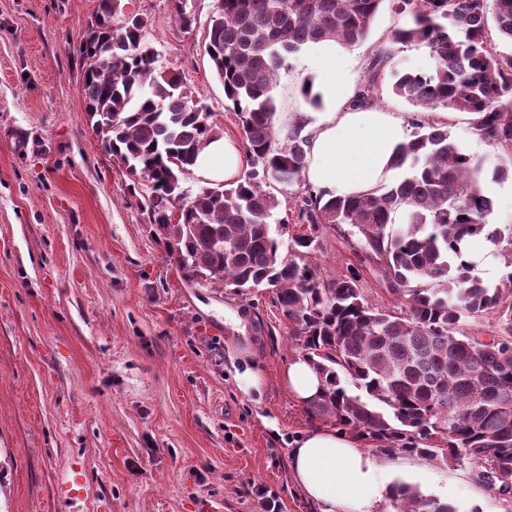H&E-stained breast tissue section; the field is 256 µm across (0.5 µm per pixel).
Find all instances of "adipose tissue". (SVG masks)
I'll list each match as a JSON object with an SVG mask.
<instances>
[{"mask_svg":"<svg viewBox=\"0 0 512 512\" xmlns=\"http://www.w3.org/2000/svg\"><path fill=\"white\" fill-rule=\"evenodd\" d=\"M345 60L335 43L319 48L312 82L326 109L301 115L310 146L304 176L317 191L351 197L373 192L389 180L397 145L406 139L403 120L392 112L357 109L351 101L359 87L344 80ZM245 155L239 141L224 135L201 143L196 178L214 184L243 174ZM281 381L290 396L306 405L317 398L323 380L305 357H293ZM294 485L313 512H382L394 493L391 468L356 436L332 426H316L288 450Z\"/></svg>","mask_w":512,"mask_h":512,"instance_id":"adipose-tissue-1","label":"adipose tissue"}]
</instances>
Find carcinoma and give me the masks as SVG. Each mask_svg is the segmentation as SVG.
<instances>
[{
    "label": "carcinoma",
    "mask_w": 512,
    "mask_h": 512,
    "mask_svg": "<svg viewBox=\"0 0 512 512\" xmlns=\"http://www.w3.org/2000/svg\"><path fill=\"white\" fill-rule=\"evenodd\" d=\"M385 0H219L205 52L242 131L247 170L229 186L185 193L198 146L217 134L179 74L157 65L136 15L114 22L120 0H99L79 46L86 112L102 149L134 177L148 223L186 280L251 297L263 290L288 320L291 338L325 380L307 407L376 451L477 464L480 479L512 493V225L490 220L482 157L462 151L448 124L420 112H466L478 140L504 152L491 180L512 178V0H390L404 22L397 43L425 45L426 74L394 73L392 91L418 109L415 132L396 149L399 176L356 197H330L305 181L309 140L299 123L275 128L278 73L303 49L369 36ZM388 62L380 55L353 107L374 104ZM276 172L299 186L294 223L271 222ZM350 229L345 230L343 226ZM362 254L397 301L370 304L359 266L325 278L313 262L324 229ZM484 236L508 269L497 284L456 261ZM287 251H282V247ZM488 331L480 330L487 315ZM393 512H460L401 483Z\"/></svg>",
    "instance_id": "cac0c4a2"
}]
</instances>
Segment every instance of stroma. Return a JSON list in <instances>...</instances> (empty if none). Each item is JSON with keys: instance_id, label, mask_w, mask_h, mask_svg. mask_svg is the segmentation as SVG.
Instances as JSON below:
<instances>
[{"instance_id": "1", "label": "stroma", "mask_w": 512, "mask_h": 512, "mask_svg": "<svg viewBox=\"0 0 512 512\" xmlns=\"http://www.w3.org/2000/svg\"><path fill=\"white\" fill-rule=\"evenodd\" d=\"M145 21L163 64L241 130L204 53L215 0H120ZM98 0H0V512H312L288 473L291 443L313 426L281 374L297 348L271 292L244 298L187 284L106 155L84 110L78 49ZM402 18L383 5L369 38L342 48L358 83L391 62L377 103L409 117L397 71L429 72L428 47L391 40ZM317 48L279 71L277 126L308 111ZM250 350L265 378L244 394L231 356ZM393 480L427 495L449 486L462 512H512L469 462L392 456ZM80 495L64 498L68 482Z\"/></svg>"}]
</instances>
